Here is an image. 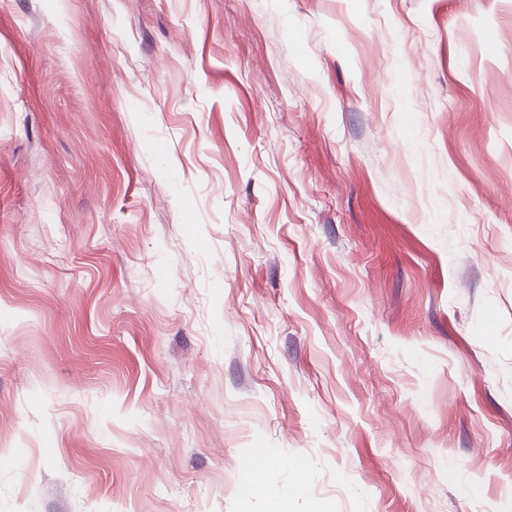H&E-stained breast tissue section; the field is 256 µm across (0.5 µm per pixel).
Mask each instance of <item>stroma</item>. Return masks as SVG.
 <instances>
[{
	"mask_svg": "<svg viewBox=\"0 0 512 512\" xmlns=\"http://www.w3.org/2000/svg\"><path fill=\"white\" fill-rule=\"evenodd\" d=\"M273 495L512 512V0H0V512Z\"/></svg>",
	"mask_w": 512,
	"mask_h": 512,
	"instance_id": "stroma-1",
	"label": "stroma"
}]
</instances>
